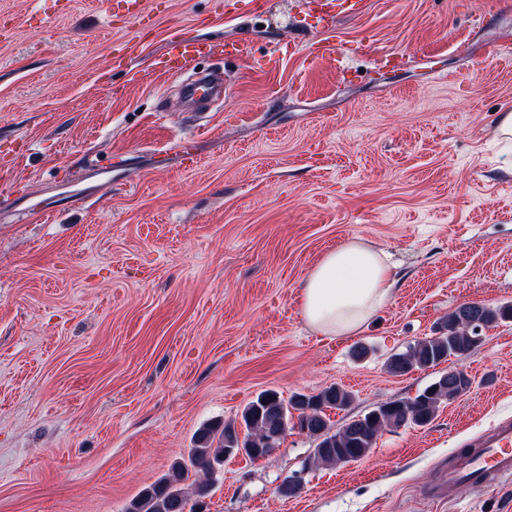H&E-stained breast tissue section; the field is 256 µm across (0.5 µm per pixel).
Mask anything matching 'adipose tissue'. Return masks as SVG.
<instances>
[{"label": "adipose tissue", "mask_w": 512, "mask_h": 512, "mask_svg": "<svg viewBox=\"0 0 512 512\" xmlns=\"http://www.w3.org/2000/svg\"><path fill=\"white\" fill-rule=\"evenodd\" d=\"M393 291L387 254L355 237L311 268L301 287L300 314L316 332L349 336L390 302Z\"/></svg>", "instance_id": "ef3b65f1"}]
</instances>
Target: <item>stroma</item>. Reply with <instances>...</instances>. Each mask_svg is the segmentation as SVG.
Segmentation results:
<instances>
[{
  "instance_id": "stroma-1",
  "label": "stroma",
  "mask_w": 512,
  "mask_h": 512,
  "mask_svg": "<svg viewBox=\"0 0 512 512\" xmlns=\"http://www.w3.org/2000/svg\"><path fill=\"white\" fill-rule=\"evenodd\" d=\"M367 2L329 32L301 30V0H161L122 29L98 0L50 16L0 0V512H124L262 391L341 386L339 426L454 368L472 386L430 425L319 468L290 430L264 459L225 460L206 512H512V482L443 487L512 420V320L464 359L387 368L458 305L512 304V168L493 135L512 112V0ZM173 34L214 46L195 63L227 81L208 111L178 104L186 74L154 68ZM242 38L251 56L225 55ZM319 41L343 70L307 56ZM354 237L391 254L394 297L324 336L300 288ZM299 470L304 489L280 495Z\"/></svg>"
}]
</instances>
